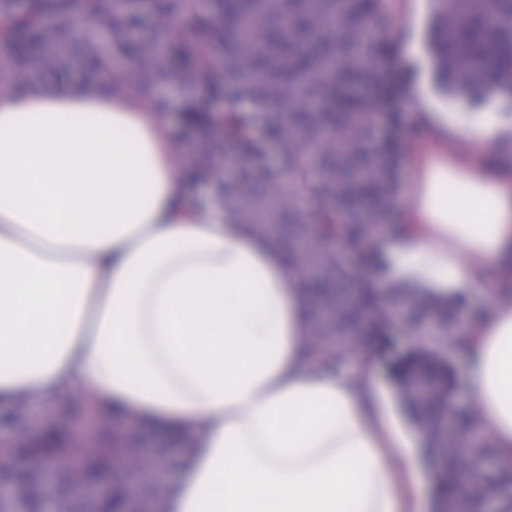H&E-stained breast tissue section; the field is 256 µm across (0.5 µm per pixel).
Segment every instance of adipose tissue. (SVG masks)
Wrapping results in <instances>:
<instances>
[{
  "label": "adipose tissue",
  "mask_w": 512,
  "mask_h": 512,
  "mask_svg": "<svg viewBox=\"0 0 512 512\" xmlns=\"http://www.w3.org/2000/svg\"><path fill=\"white\" fill-rule=\"evenodd\" d=\"M129 83L0 94V408L87 392L193 430L166 512H422L420 483L391 465L413 441L370 365H305L296 271L220 197L186 195L160 106ZM407 103L428 139L406 159L412 205L379 246L384 276L442 301L512 281V169L489 165L512 124L430 111L419 84ZM462 333L479 426L512 458V295Z\"/></svg>",
  "instance_id": "obj_1"
}]
</instances>
